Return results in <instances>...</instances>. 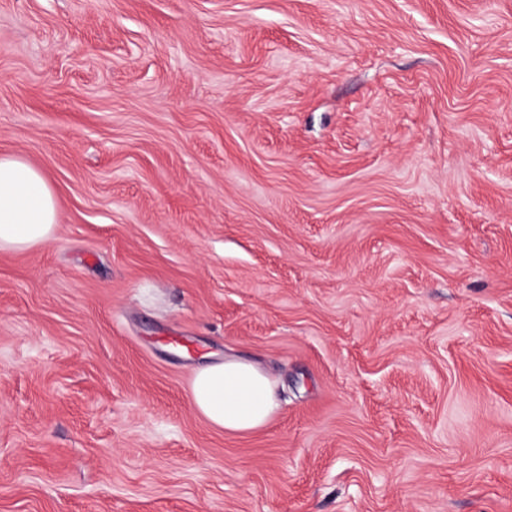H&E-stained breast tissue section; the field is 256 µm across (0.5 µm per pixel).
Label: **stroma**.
<instances>
[{"instance_id": "obj_1", "label": "stroma", "mask_w": 512, "mask_h": 512, "mask_svg": "<svg viewBox=\"0 0 512 512\" xmlns=\"http://www.w3.org/2000/svg\"><path fill=\"white\" fill-rule=\"evenodd\" d=\"M5 155L0 512H512V0H0ZM57 226V201L45 174L20 157H0V249L46 244ZM191 402L213 427L237 434L263 428L279 409L276 380L258 364L237 357L199 368Z\"/></svg>"}]
</instances>
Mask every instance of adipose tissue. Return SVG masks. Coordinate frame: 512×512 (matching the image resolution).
Returning a JSON list of instances; mask_svg holds the SVG:
<instances>
[{"instance_id":"ef3b65f1","label":"adipose tissue","mask_w":512,"mask_h":512,"mask_svg":"<svg viewBox=\"0 0 512 512\" xmlns=\"http://www.w3.org/2000/svg\"><path fill=\"white\" fill-rule=\"evenodd\" d=\"M56 229L57 201L45 174L22 158L0 157V249L46 244ZM191 402L213 427L237 434L263 428L279 409L275 379L237 357L199 368Z\"/></svg>"}]
</instances>
